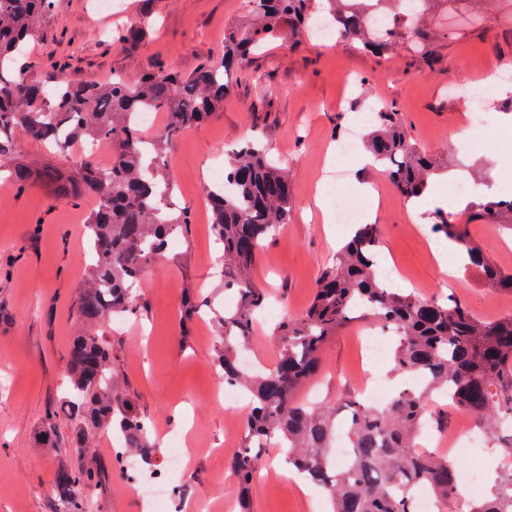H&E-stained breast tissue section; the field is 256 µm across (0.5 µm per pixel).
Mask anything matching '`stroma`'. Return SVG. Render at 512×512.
<instances>
[{"mask_svg":"<svg viewBox=\"0 0 512 512\" xmlns=\"http://www.w3.org/2000/svg\"><path fill=\"white\" fill-rule=\"evenodd\" d=\"M96 2L58 0L56 11L38 21L29 45L43 61L68 56L66 77L74 83L115 74L133 79L157 59L193 74L221 54L225 30L247 25L252 16L250 0H116V17L100 13ZM436 16L449 35L436 38L427 59L405 48L381 58L350 39L323 45L310 36L297 42L283 34L234 76L223 112L186 131L171 149L175 196L194 214L188 242H175L173 250L189 251L190 261L151 269L136 288L138 318L113 326L110 336L124 387L155 429L176 431L189 424L181 481L187 500L201 501L208 512H224L225 501L233 497L224 453L232 433L225 410L209 398L210 358L218 338L202 321L183 330L178 308L185 290L217 285L213 269L220 249L210 233L206 196L210 173L222 167L225 147L257 131L289 171L292 218L264 243L254 270L276 313L257 324L251 349L270 363L277 354L273 325L305 311L322 270L346 240L316 209L315 197L332 167L329 148L372 103L395 104L414 141L443 170L470 174L482 197L497 196L501 189L498 150L477 152L469 144L449 148L450 132L465 127L470 108L448 86L512 64V0H448L447 10ZM118 18L138 29L136 42H113ZM354 77L361 78V87L350 86ZM17 151L40 169L72 172L81 160L72 150L46 147L25 134L18 137ZM343 168L350 194H358L363 183L377 190L374 222L383 262L398 267L396 287L415 289L428 300L455 293L486 319L512 310V297L489 288L466 266L449 278L433 253V232L415 223L364 154L346 157ZM94 205L93 197H60L40 184L23 192L0 188V256L15 259L9 276L0 279V512H58L52 499L54 464L31 452L29 437L65 386L64 363L86 262L84 218ZM468 232L494 263L512 270V235L476 221ZM371 328V322L359 320L331 338L311 398L331 404L355 392L363 366L360 335ZM265 454L253 488L255 512H308L315 490L283 481L274 449ZM86 499L87 512H142L126 479L114 472Z\"/></svg>","mask_w":512,"mask_h":512,"instance_id":"stroma-1","label":"stroma"}]
</instances>
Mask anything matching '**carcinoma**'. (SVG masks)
Here are the masks:
<instances>
[{
	"label": "carcinoma",
	"mask_w": 512,
	"mask_h": 512,
	"mask_svg": "<svg viewBox=\"0 0 512 512\" xmlns=\"http://www.w3.org/2000/svg\"><path fill=\"white\" fill-rule=\"evenodd\" d=\"M251 2V25L225 32L224 54L190 76L156 60L133 81L115 76L75 85L62 77L68 68L64 58L54 64L52 83L30 76L40 60L27 53V43L38 19L56 9V0H0V174L18 191L46 182L63 195L95 199L85 219L91 261L77 300L80 326L69 342L67 390L31 437L32 447L58 459L53 494L59 512H85L86 492L103 484L99 435L123 439L112 463L128 478L127 456L144 466L156 459L152 424L121 385L105 327L116 318L139 315L134 286L148 268L170 260L174 240L190 237V207L174 199L173 140L224 110L231 91L227 77L245 66L250 53L276 43L287 28L298 38L313 34L318 15L337 24L341 37L380 56L405 43L423 56L432 53L431 36L417 21L436 0ZM140 112L165 114L164 129L151 140L136 125ZM20 129L47 145L62 139L90 146L105 141L111 156L105 163L85 160L73 173L37 171L14 151ZM365 148L405 202L420 197L437 174L392 103L374 112ZM269 152L261 135L235 144L224 162V182L231 191L210 190L211 232L221 247L220 280L224 292L233 295L232 306L218 310L209 298L190 291L181 306L185 325L210 314L219 338L212 363L221 369L224 384L250 398L240 448L230 463L239 512H253V483L269 445L287 450L290 469L325 490L331 512H414L418 487L452 502L455 471L447 458L417 442L432 418L428 403L434 394L447 396L452 408L470 416L501 448L494 488L469 503V512H512V435L497 431L498 420L512 417V312L486 320L457 296L426 300L391 287L378 272V225H355L320 275L307 309L273 326L275 361L254 370L240 366V354L268 304L250 271L263 243L291 216L288 168L275 164ZM469 217L496 222L512 234V198L475 204ZM432 229L465 251L469 268L512 295V270L493 264L455 215L436 212ZM365 318L391 332V372L405 380L422 373L426 384L401 389L381 408L357 397L334 404L298 400L299 389L318 375L330 338ZM62 415L70 420L65 440L57 427ZM341 424L351 455L339 467L331 462L330 448ZM64 444L82 450L78 463L61 459Z\"/></svg>",
	"instance_id": "carcinoma-1"
}]
</instances>
